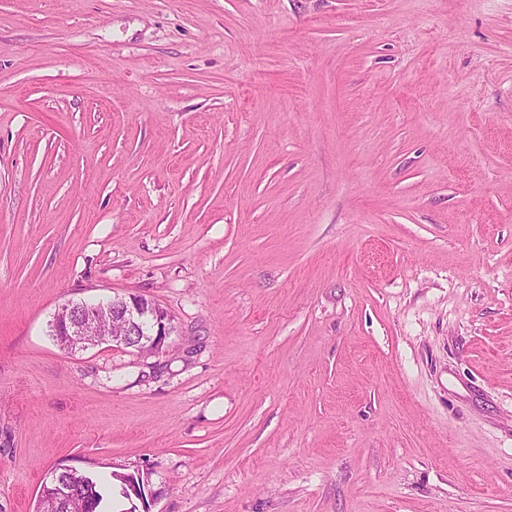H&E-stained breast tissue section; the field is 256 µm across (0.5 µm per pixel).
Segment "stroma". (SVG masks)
<instances>
[{
  "label": "stroma",
  "instance_id": "stroma-1",
  "mask_svg": "<svg viewBox=\"0 0 512 512\" xmlns=\"http://www.w3.org/2000/svg\"><path fill=\"white\" fill-rule=\"evenodd\" d=\"M137 293L165 354L62 350ZM512 512V0H0V512ZM61 474H66V480L61 479ZM90 471H81L71 466H64L52 471L41 485L39 495H54L58 498H64L71 492L72 484L76 482L87 483L94 478ZM113 476L120 480L122 496L133 504L130 509L121 512H152L151 507L160 492L154 489L148 469H137L127 474L112 473V479ZM134 500L139 502L142 510H139ZM109 485V481L97 476L95 484H91L86 488H77L75 491V501L72 506L62 504L58 506L52 502L48 497L40 498L38 496V510L36 512H80V504L82 500H86L88 497L96 501L99 506L96 510V503L91 501L89 506H86L87 512H99L103 506L104 495Z\"/></svg>",
  "mask_w": 512,
  "mask_h": 512
}]
</instances>
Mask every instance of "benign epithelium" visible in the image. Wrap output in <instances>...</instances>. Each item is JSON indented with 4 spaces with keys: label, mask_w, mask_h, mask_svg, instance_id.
Instances as JSON below:
<instances>
[{
    "label": "benign epithelium",
    "mask_w": 512,
    "mask_h": 512,
    "mask_svg": "<svg viewBox=\"0 0 512 512\" xmlns=\"http://www.w3.org/2000/svg\"><path fill=\"white\" fill-rule=\"evenodd\" d=\"M52 329L60 337V348L69 353L107 345L149 356L165 351L176 324L174 316L161 305L147 308L142 295L130 293L92 302L71 301L54 315ZM114 477L120 480L122 496L132 503L126 512H152L159 492L152 485L149 471L138 469ZM93 478L90 471L60 467L42 482L39 493L64 498L72 484Z\"/></svg>",
    "instance_id": "benign-epithelium-1"
}]
</instances>
